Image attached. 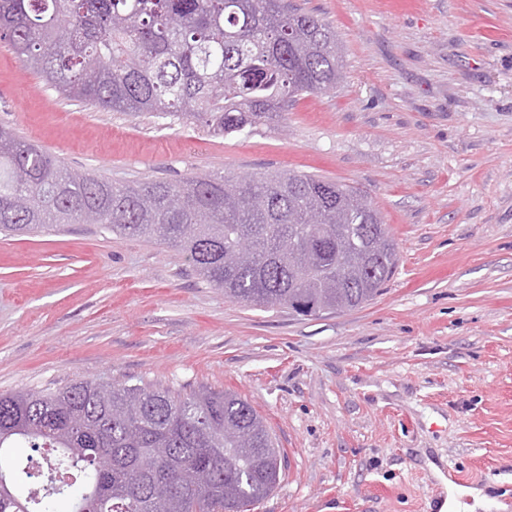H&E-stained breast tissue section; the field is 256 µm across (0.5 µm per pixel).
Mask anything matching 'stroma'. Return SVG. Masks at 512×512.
<instances>
[{"instance_id": "35a3bbf8", "label": "stroma", "mask_w": 512, "mask_h": 512, "mask_svg": "<svg viewBox=\"0 0 512 512\" xmlns=\"http://www.w3.org/2000/svg\"><path fill=\"white\" fill-rule=\"evenodd\" d=\"M344 77L224 136L63 99L0 40V126L117 184L274 170L355 187L399 264L363 307L225 299L95 224L0 236V393L84 379L230 389L286 454L249 512H438L437 474L512 499V0H292Z\"/></svg>"}]
</instances>
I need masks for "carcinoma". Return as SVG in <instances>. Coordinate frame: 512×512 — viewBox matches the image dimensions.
Returning a JSON list of instances; mask_svg holds the SVG:
<instances>
[{
  "label": "carcinoma",
  "mask_w": 512,
  "mask_h": 512,
  "mask_svg": "<svg viewBox=\"0 0 512 512\" xmlns=\"http://www.w3.org/2000/svg\"><path fill=\"white\" fill-rule=\"evenodd\" d=\"M0 40L62 95L113 112L195 120L226 136L254 131L288 103L336 87V32L287 0H0ZM99 224L180 251L224 297L312 315L373 301L394 274L395 239L351 186L290 171L114 184L69 169L0 127V231ZM54 451L0 468V512H242L274 491L281 449L250 402L80 380L0 395V452ZM191 464L205 473L180 484ZM43 477L23 498L15 486Z\"/></svg>",
  "instance_id": "carcinoma-1"
}]
</instances>
